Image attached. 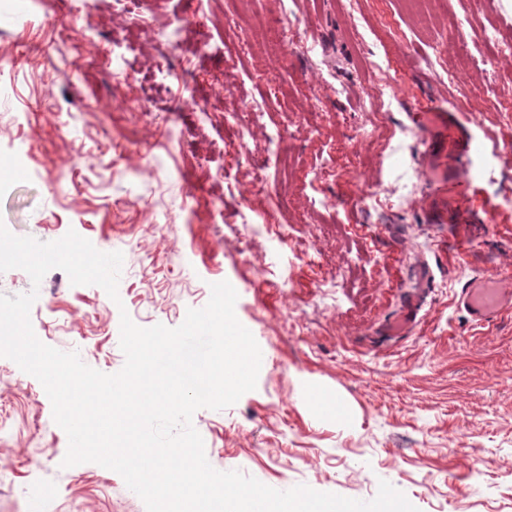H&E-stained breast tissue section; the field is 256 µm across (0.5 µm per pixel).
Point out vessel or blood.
<instances>
[{
	"instance_id": "vessel-or-blood-1",
	"label": "vessel or blood",
	"mask_w": 512,
	"mask_h": 512,
	"mask_svg": "<svg viewBox=\"0 0 512 512\" xmlns=\"http://www.w3.org/2000/svg\"><path fill=\"white\" fill-rule=\"evenodd\" d=\"M410 117L430 134L428 146L434 157L446 155L457 160L465 153L470 133L454 112L438 105H420L414 108ZM430 179L456 194L465 193L469 188L463 175L447 179L445 169L438 166L432 167ZM458 303L475 321H490L501 312L512 309V281L495 276L473 277L462 286Z\"/></svg>"
}]
</instances>
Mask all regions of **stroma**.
<instances>
[{
  "instance_id": "1",
  "label": "stroma",
  "mask_w": 512,
  "mask_h": 512,
  "mask_svg": "<svg viewBox=\"0 0 512 512\" xmlns=\"http://www.w3.org/2000/svg\"><path fill=\"white\" fill-rule=\"evenodd\" d=\"M286 19L309 51L257 27ZM507 41L512 0H0V221L124 257L116 302L60 269L37 287L0 273V294L38 288L37 337L114 374L121 312L173 328L228 281L262 364L255 390L193 416L212 467L512 512V310L475 324L457 304L473 276H512ZM426 100L471 135L442 224L409 118ZM248 105L265 126L246 135ZM411 298L408 332L387 335ZM67 448L41 383L0 357V512H26L34 484L51 512H146L118 473L62 467Z\"/></svg>"
}]
</instances>
